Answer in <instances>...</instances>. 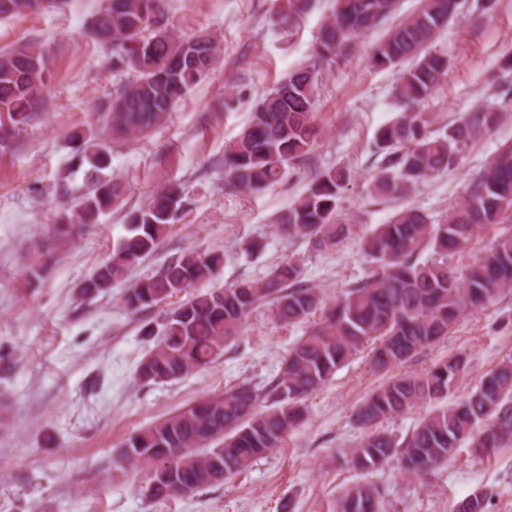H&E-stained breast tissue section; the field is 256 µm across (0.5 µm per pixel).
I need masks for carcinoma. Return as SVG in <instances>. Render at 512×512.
I'll return each mask as SVG.
<instances>
[{
  "label": "carcinoma",
  "mask_w": 512,
  "mask_h": 512,
  "mask_svg": "<svg viewBox=\"0 0 512 512\" xmlns=\"http://www.w3.org/2000/svg\"><path fill=\"white\" fill-rule=\"evenodd\" d=\"M67 0H0V18L62 10ZM461 0H418L400 14V0H335L315 47L316 60L292 70L256 101L252 118L224 149L225 187L260 190L280 182L310 153L320 68L358 51L357 37L383 29L369 48L372 66L397 69L395 99L400 117L379 128L375 146L381 160L369 194L402 197L429 177L457 168L464 149L495 126L501 111L479 108L430 130L423 102L445 80L446 54L434 43L461 12ZM88 36L108 52L107 65L129 79L116 84L104 106L105 137L76 136L75 164L84 170L87 191L64 203L52 235L42 242L44 260L30 270L46 274L51 260L100 216L123 206L125 185L106 173L108 142L142 137L160 125L218 60L217 38L207 30L175 32L167 0H102L87 26ZM50 58L31 42L0 49V155L11 151L44 104ZM351 175L344 168L317 174L306 192L279 219L278 231L307 238L316 248L347 238L353 225L341 221V195ZM182 189L171 184L130 214L128 234L112 256L76 289L91 299L128 283L129 272L152 254L183 210ZM512 223V144L502 146L467 185L463 202L435 220L416 207H403L361 237L369 258L366 275L327 307L319 291L303 282L299 265L274 268L264 282L240 279L223 290L202 288L221 264L218 253L188 250L152 274L129 283L126 310L137 313L186 296L164 311L154 346L140 361L137 380L159 385L182 379L212 364L237 342L249 314L271 304L285 325L320 321L288 350L280 371L260 386L242 382L198 399L176 414L130 436L120 467L142 474L149 498H170L178 484L200 491L247 469L280 447L306 414L307 398L332 380L353 357L366 351L370 365L389 372L434 345L467 312L484 309L512 289V231L496 234L466 264L449 262L482 228ZM432 254L422 259L423 252ZM467 361L461 355L421 372L395 374L358 407L354 421L366 430L350 449L354 469L370 474L396 461L408 478H420L448 462L465 445L482 457L512 445V357L487 372L455 404L439 405L455 389ZM427 406L405 435L384 424ZM331 512H384L383 491L373 481L344 487Z\"/></svg>",
  "instance_id": "obj_1"
}]
</instances>
